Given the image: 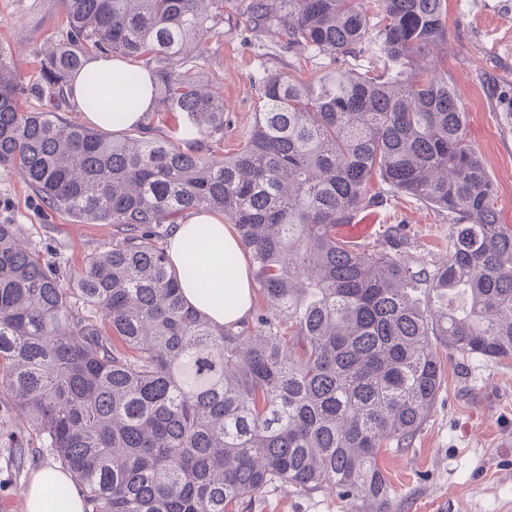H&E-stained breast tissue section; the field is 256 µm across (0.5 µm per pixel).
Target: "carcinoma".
Instances as JSON below:
<instances>
[{
  "instance_id": "obj_1",
  "label": "carcinoma",
  "mask_w": 512,
  "mask_h": 512,
  "mask_svg": "<svg viewBox=\"0 0 512 512\" xmlns=\"http://www.w3.org/2000/svg\"><path fill=\"white\" fill-rule=\"evenodd\" d=\"M232 0H60L66 41L21 79L0 50V168H18L40 208L110 224L112 246L77 266L41 259L0 222V388L82 493L84 512H235L267 488L323 487L382 505L383 448H403L443 383L448 352L512 357V232L466 134L456 90L429 76L446 0H376V75L310 80L267 72L255 122L231 156L224 99L185 68ZM248 30L310 54L369 44L363 0H249ZM137 59L154 84L133 139L57 112L89 57ZM139 74L90 90L88 108L137 103ZM50 101L31 112L22 100ZM183 114L156 136L155 117ZM375 178L452 216L448 260L429 274L390 251L336 238L381 203ZM235 224L262 304L218 328L185 305L164 240L188 213ZM202 238L186 273L205 279ZM430 281L468 305L429 313L405 286Z\"/></svg>"
}]
</instances>
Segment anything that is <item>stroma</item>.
Returning <instances> with one entry per match:
<instances>
[{"instance_id": "obj_1", "label": "stroma", "mask_w": 512, "mask_h": 512, "mask_svg": "<svg viewBox=\"0 0 512 512\" xmlns=\"http://www.w3.org/2000/svg\"><path fill=\"white\" fill-rule=\"evenodd\" d=\"M248 0H234L219 35L208 42L207 60L189 59L188 68L224 96V150L245 141L254 124L265 71L311 78L331 68L365 72L384 66L383 56L363 50L331 58L299 55L286 36H253L237 15ZM57 0H0V48L18 74L33 81L39 58L64 35L57 24ZM433 77L457 91L467 115V138L481 156L497 189L503 223L512 225V0H448L447 37L433 53ZM381 205L362 212L358 223L373 232L367 246L383 247L397 229L401 249L413 265L433 271L448 258L447 212L373 181ZM22 225L47 260L79 264L85 254L112 244L108 224H76L37 211L19 171L0 169V221ZM434 351L444 383L420 430L407 448L382 453L379 466L390 487L387 512H512V359L488 360ZM23 441L33 453L16 469L12 451ZM43 438L11 410L0 390V512H25L32 475L52 465ZM358 507L324 488L293 493L276 487L239 512H378Z\"/></svg>"}]
</instances>
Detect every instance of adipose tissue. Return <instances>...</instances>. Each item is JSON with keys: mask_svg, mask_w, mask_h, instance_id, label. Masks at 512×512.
Returning <instances> with one entry per match:
<instances>
[{"mask_svg": "<svg viewBox=\"0 0 512 512\" xmlns=\"http://www.w3.org/2000/svg\"><path fill=\"white\" fill-rule=\"evenodd\" d=\"M143 89L137 106L126 112L108 114L87 113V121L104 130L120 132L139 124L144 113L151 107L152 83L150 75H143ZM206 234L220 241L222 252L209 257L208 263L214 271L212 279L199 281L190 277L181 278V290L185 302L192 308L205 312L216 325L234 323L244 319L252 306L253 292L249 266L239 244L233 225L224 221L223 215L201 212L180 221L168 240L167 253L173 269H180L186 258L188 245L199 235ZM232 272L236 299L231 306H217L212 302L215 293L224 288L225 272ZM69 482V474L61 469H42L31 479L26 493V512H83V500L78 492H70L65 507L55 508L44 495L46 481Z\"/></svg>", "mask_w": 512, "mask_h": 512, "instance_id": "adipose-tissue-1", "label": "adipose tissue"}]
</instances>
